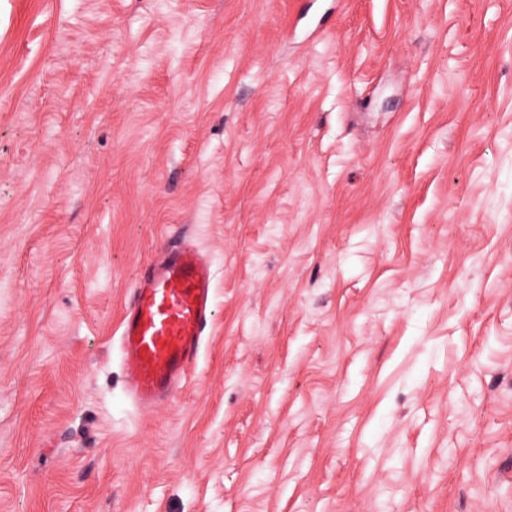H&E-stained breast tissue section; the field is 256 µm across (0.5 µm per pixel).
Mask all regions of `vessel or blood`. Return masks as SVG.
<instances>
[{
	"label": "vessel or blood",
	"mask_w": 512,
	"mask_h": 512,
	"mask_svg": "<svg viewBox=\"0 0 512 512\" xmlns=\"http://www.w3.org/2000/svg\"><path fill=\"white\" fill-rule=\"evenodd\" d=\"M213 280L210 259L189 237L136 275L119 348L125 391L138 407L171 398L193 376L215 317Z\"/></svg>",
	"instance_id": "b4317fda"
}]
</instances>
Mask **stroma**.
<instances>
[{"mask_svg": "<svg viewBox=\"0 0 512 512\" xmlns=\"http://www.w3.org/2000/svg\"><path fill=\"white\" fill-rule=\"evenodd\" d=\"M0 0V512H512V0ZM216 317L124 392L177 236ZM210 259L185 237L134 279L119 324L124 387L135 405L171 398L193 376L215 317Z\"/></svg>", "mask_w": 512, "mask_h": 512, "instance_id": "obj_1", "label": "stroma"}]
</instances>
